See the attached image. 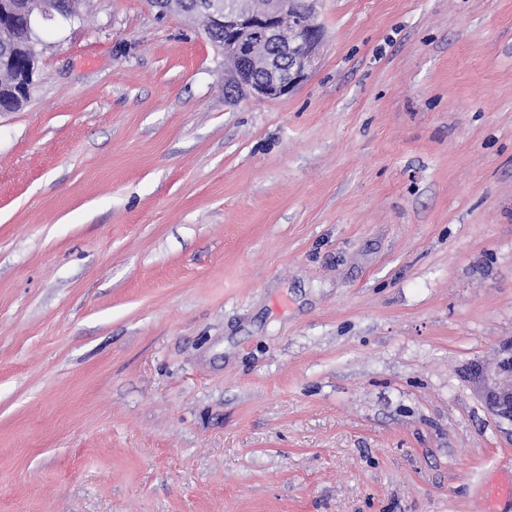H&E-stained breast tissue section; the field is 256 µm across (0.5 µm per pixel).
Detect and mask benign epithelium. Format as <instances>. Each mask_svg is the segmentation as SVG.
<instances>
[{
  "mask_svg": "<svg viewBox=\"0 0 512 512\" xmlns=\"http://www.w3.org/2000/svg\"><path fill=\"white\" fill-rule=\"evenodd\" d=\"M315 0H307V17L297 25L283 23L284 0H232L221 5L209 0L210 25L224 29V89L241 98L275 99L307 80L324 46V31L315 21ZM160 13L174 12L184 20L178 0H151ZM56 18L53 5L44 2L28 11L29 29ZM473 389L490 415L512 425V339L495 354L494 366L476 364L470 374Z\"/></svg>",
  "mask_w": 512,
  "mask_h": 512,
  "instance_id": "1",
  "label": "benign epithelium"
}]
</instances>
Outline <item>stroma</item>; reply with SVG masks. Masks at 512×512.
I'll list each match as a JSON object with an SVG mask.
<instances>
[{
	"label": "stroma",
	"instance_id": "35a3bbf8",
	"mask_svg": "<svg viewBox=\"0 0 512 512\" xmlns=\"http://www.w3.org/2000/svg\"><path fill=\"white\" fill-rule=\"evenodd\" d=\"M288 96L89 0L0 112V512H477L512 425V0H317ZM470 381L490 415L512 425V339L496 351L490 370L474 364Z\"/></svg>",
	"mask_w": 512,
	"mask_h": 512
}]
</instances>
